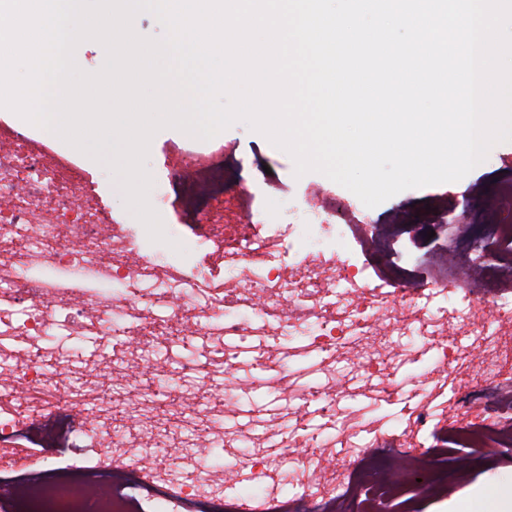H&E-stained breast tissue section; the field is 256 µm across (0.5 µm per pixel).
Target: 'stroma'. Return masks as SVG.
Here are the masks:
<instances>
[{"mask_svg":"<svg viewBox=\"0 0 512 512\" xmlns=\"http://www.w3.org/2000/svg\"><path fill=\"white\" fill-rule=\"evenodd\" d=\"M223 138L237 145V157L240 161V166L235 171L237 182L253 186L269 179L280 184L281 190L277 195L258 197V208L263 209L277 222L302 223L304 217L295 211V202L308 185L327 184V177L318 172L296 176L292 157L273 146L263 134L252 130L247 124L232 125L225 130ZM47 144L59 154L77 160L84 166L92 180L97 182L103 200L111 207L114 216L126 223H135L136 218L126 208L123 192L114 186L109 169L59 137L49 138ZM509 178L512 179V142L500 143L460 181L405 190L369 209L368 214L373 222L381 223L392 212H401L413 237L409 251L413 256L420 257L429 249H447L456 242L451 232L445 229L449 222L448 217L431 210L430 205L434 198L442 194L456 197L461 207L466 210L474 232L479 234L483 231L482 213L487 197L496 193L500 183ZM474 184L481 187V195L471 192L470 187ZM461 462L466 464L470 479L448 498L417 499L407 507L394 506L392 512H456L460 505L470 507L471 512H495V491L512 487V452L490 458L469 449L462 455L455 452L449 454L446 464L452 469Z\"/></svg>","mask_w":512,"mask_h":512,"instance_id":"obj_1","label":"stroma"}]
</instances>
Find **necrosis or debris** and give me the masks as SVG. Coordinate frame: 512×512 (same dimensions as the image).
Segmentation results:
<instances>
[{
    "label": "necrosis or debris",
    "instance_id": "1",
    "mask_svg": "<svg viewBox=\"0 0 512 512\" xmlns=\"http://www.w3.org/2000/svg\"><path fill=\"white\" fill-rule=\"evenodd\" d=\"M231 153L164 146L153 203L190 212L193 263L114 218L80 163L0 124V400L17 403L0 412V451L61 411L85 446L1 480L0 512H138L141 491L156 512H272L287 497L385 512L467 482L432 471L435 439L512 447V185L486 204L488 239L424 257L448 272L430 278L399 267L401 221L352 217L327 187L307 188L309 223L272 222L225 181ZM71 336L101 347L75 361ZM442 388L458 401L436 402ZM262 389L281 408L240 422ZM482 394L491 409L472 406ZM386 446L397 456L343 464ZM185 463L194 481L177 477Z\"/></svg>",
    "mask_w": 512,
    "mask_h": 512
}]
</instances>
